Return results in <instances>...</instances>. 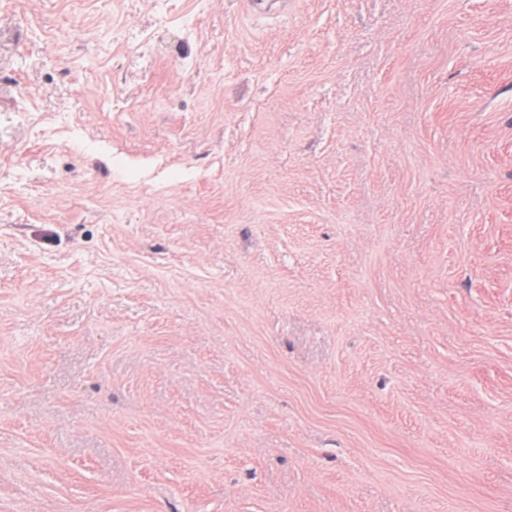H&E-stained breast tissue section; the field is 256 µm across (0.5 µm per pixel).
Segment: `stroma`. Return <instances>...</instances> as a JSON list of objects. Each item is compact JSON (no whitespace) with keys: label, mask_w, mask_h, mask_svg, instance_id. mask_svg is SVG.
Wrapping results in <instances>:
<instances>
[{"label":"stroma","mask_w":512,"mask_h":512,"mask_svg":"<svg viewBox=\"0 0 512 512\" xmlns=\"http://www.w3.org/2000/svg\"><path fill=\"white\" fill-rule=\"evenodd\" d=\"M0 0V512H512V0Z\"/></svg>","instance_id":"stroma-1"}]
</instances>
